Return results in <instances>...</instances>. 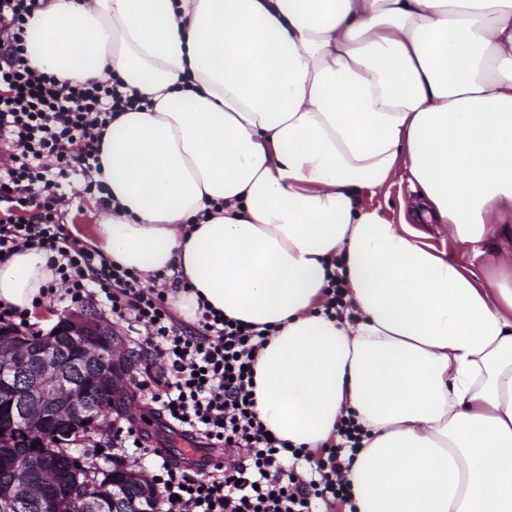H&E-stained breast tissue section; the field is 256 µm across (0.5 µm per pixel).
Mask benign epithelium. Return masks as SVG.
<instances>
[{"instance_id":"benign-epithelium-1","label":"benign epithelium","mask_w":512,"mask_h":512,"mask_svg":"<svg viewBox=\"0 0 512 512\" xmlns=\"http://www.w3.org/2000/svg\"><path fill=\"white\" fill-rule=\"evenodd\" d=\"M70 337L71 356L64 360L54 338L41 336L20 341L0 329V436L11 431L50 429L73 437L77 425L99 427L89 408L95 395L88 381L75 376L96 367L112 375V396L127 399L124 387L126 361L112 326L85 310H73L59 321ZM3 472L13 479L15 496L39 512H58L64 495L82 496L85 512H99V497L84 494L80 480L61 482L50 466L33 467L16 462Z\"/></svg>"}]
</instances>
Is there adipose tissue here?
Returning <instances> with one entry per match:
<instances>
[{
  "label": "adipose tissue",
  "instance_id": "adipose-tissue-1",
  "mask_svg": "<svg viewBox=\"0 0 512 512\" xmlns=\"http://www.w3.org/2000/svg\"><path fill=\"white\" fill-rule=\"evenodd\" d=\"M28 31L32 69L144 100L102 134L95 240L186 282L184 320L269 328L266 429L313 452L352 416L355 512H512V260L480 279L417 229L476 258L512 229V0H49ZM401 174L394 219L370 200ZM52 279L12 255L0 306Z\"/></svg>",
  "mask_w": 512,
  "mask_h": 512
}]
</instances>
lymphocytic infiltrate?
<instances>
[{
    "label": "lymphocytic infiltrate",
    "instance_id": "lymphocytic-infiltrate-1",
    "mask_svg": "<svg viewBox=\"0 0 512 512\" xmlns=\"http://www.w3.org/2000/svg\"><path fill=\"white\" fill-rule=\"evenodd\" d=\"M45 4L0 0V261L30 247L48 253L55 272L48 296L98 302L126 324L145 361L133 381L152 403V417L237 457L200 477L176 459L154 456L142 428L116 424L108 434L113 462L150 460L160 512H318L319 504L350 501L339 446L300 476L287 460L303 449L270 436L255 416L253 355L266 331L206 306L196 323L183 322L166 298L180 290L179 280L150 287L65 231L63 184L79 175L86 194H103L93 178L102 131L140 101L115 83L66 88L28 66L27 22Z\"/></svg>",
    "mask_w": 512,
    "mask_h": 512
}]
</instances>
